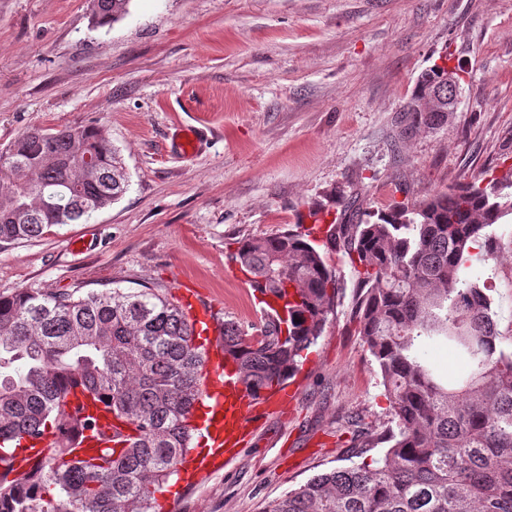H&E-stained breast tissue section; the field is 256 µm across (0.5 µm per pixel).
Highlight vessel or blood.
I'll use <instances>...</instances> for the list:
<instances>
[{
	"mask_svg": "<svg viewBox=\"0 0 512 512\" xmlns=\"http://www.w3.org/2000/svg\"><path fill=\"white\" fill-rule=\"evenodd\" d=\"M183 307L188 309L196 322V329L206 342L210 358L216 367L205 399L193 409V416L202 434L203 446L197 456L187 464L196 478H203L223 459L231 457L234 449L247 447L253 432L262 425L268 411L295 400L297 392L281 388L252 396L237 381L232 361L226 360L218 343L217 320L212 303L204 289L187 288L180 295ZM73 407L79 408L90 426L79 434L76 443L79 453L91 448L115 446L123 428L112 419L108 408L101 402L90 401L82 395L72 399ZM47 443L46 437L27 440L24 447L16 449L6 462L0 463V477L8 471L31 468L40 458Z\"/></svg>",
	"mask_w": 512,
	"mask_h": 512,
	"instance_id": "b4317fda",
	"label": "vessel or blood"
}]
</instances>
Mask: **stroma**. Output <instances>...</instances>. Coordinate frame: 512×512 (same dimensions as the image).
I'll return each mask as SVG.
<instances>
[{"label":"stroma","instance_id":"obj_1","mask_svg":"<svg viewBox=\"0 0 512 512\" xmlns=\"http://www.w3.org/2000/svg\"><path fill=\"white\" fill-rule=\"evenodd\" d=\"M446 63L444 125L404 133L418 77ZM105 130L129 186L88 222L0 245V296L202 285L220 319L252 331L249 238L325 232L350 198L378 212L512 170V0H132L94 26L89 0H0V148L33 128ZM205 129L196 154L180 127ZM482 269L512 348V216ZM340 300L297 377L296 405L172 512H268L317 474L358 460L388 404L353 318L351 266L326 249ZM360 416L359 426L348 417Z\"/></svg>","mask_w":512,"mask_h":512}]
</instances>
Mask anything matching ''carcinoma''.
<instances>
[{
    "label": "carcinoma",
    "instance_id": "obj_1",
    "mask_svg": "<svg viewBox=\"0 0 512 512\" xmlns=\"http://www.w3.org/2000/svg\"><path fill=\"white\" fill-rule=\"evenodd\" d=\"M131 0H98L93 21H119ZM448 82L430 68L404 110V131L437 128L446 112L421 108ZM98 164L82 166L85 155ZM0 164V243L30 242L79 224L126 192L117 151L97 126L32 128ZM512 216V177L468 183L420 201H395L365 219L345 206L326 240L348 257L358 333L377 368L392 426L366 437L362 461L321 473L269 512H512V348L501 344L490 278L474 274L499 246L493 226ZM235 261L266 295L286 300V329L250 336L223 324L224 353L257 396L282 384L322 336L339 302L335 272L301 234L242 243ZM295 283L292 296L279 285ZM445 343L455 383L427 358ZM205 352L179 303L151 289L77 296L22 290L0 296V460L27 438L57 435L39 465L0 480V512H159L156 494L198 433ZM107 404L132 434L119 448L73 457L75 389ZM381 443V456L372 451Z\"/></svg>",
    "mask_w": 512,
    "mask_h": 512
}]
</instances>
